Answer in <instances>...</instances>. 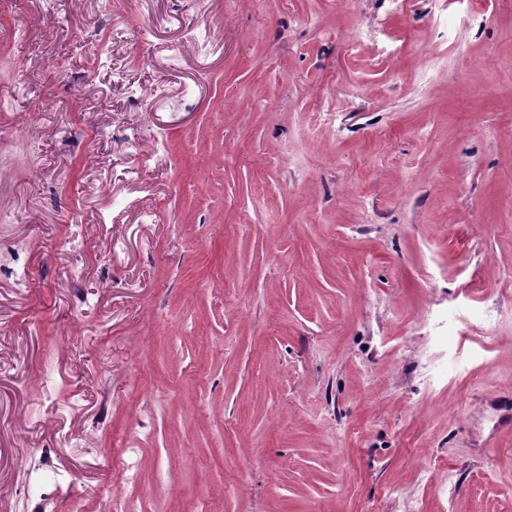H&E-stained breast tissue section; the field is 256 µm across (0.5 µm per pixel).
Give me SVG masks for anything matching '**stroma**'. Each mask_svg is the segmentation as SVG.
Here are the masks:
<instances>
[{"label":"stroma","instance_id":"obj_1","mask_svg":"<svg viewBox=\"0 0 512 512\" xmlns=\"http://www.w3.org/2000/svg\"><path fill=\"white\" fill-rule=\"evenodd\" d=\"M1 264L9 512H512V0H0Z\"/></svg>","mask_w":512,"mask_h":512}]
</instances>
